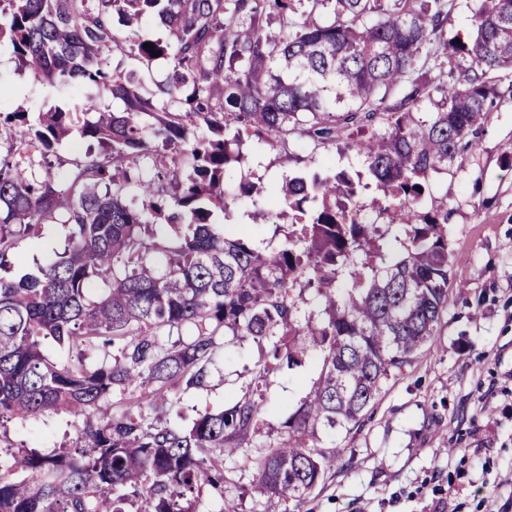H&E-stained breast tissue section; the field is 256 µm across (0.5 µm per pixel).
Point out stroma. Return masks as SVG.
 <instances>
[{"instance_id": "obj_1", "label": "stroma", "mask_w": 512, "mask_h": 512, "mask_svg": "<svg viewBox=\"0 0 512 512\" xmlns=\"http://www.w3.org/2000/svg\"><path fill=\"white\" fill-rule=\"evenodd\" d=\"M503 95L466 153L463 166L431 177L421 211L447 203L451 275L448 307L434 336L404 374L388 381L357 432L342 439L348 466L326 473L302 501L260 497L252 490L255 463L284 434V423L318 377V355L297 368L271 375L263 387V423L244 453L224 459V495L203 496L198 512H512V71L499 73ZM50 86L19 72L0 46V108L29 120L60 105ZM361 174L357 198L366 222L383 224L379 192L365 157L344 143L319 145L304 132L290 134L280 149L251 143L246 165H230L228 193L250 181L279 189L285 171ZM267 198H243L234 222L258 246L282 240L286 220ZM67 228L42 225L35 242L22 243L24 261L13 276L35 271L42 251L63 245ZM251 342L226 345L207 387L188 392L185 409H219L241 397L260 358ZM81 423L66 413L47 419H12L0 426V448L74 447Z\"/></svg>"}]
</instances>
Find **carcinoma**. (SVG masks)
<instances>
[{
    "instance_id": "carcinoma-1",
    "label": "carcinoma",
    "mask_w": 512,
    "mask_h": 512,
    "mask_svg": "<svg viewBox=\"0 0 512 512\" xmlns=\"http://www.w3.org/2000/svg\"><path fill=\"white\" fill-rule=\"evenodd\" d=\"M453 0H0V44L19 71L67 100L96 142L61 169L56 146L74 113L29 123L0 112V272L43 224L64 248L35 274L0 276V425L67 413L79 444L0 456V512H197L224 495V455L250 444L274 373L321 358L318 378L257 463L261 493L305 496L342 467L337 438L360 428L384 385L434 335L448 304V205L418 211L427 180L463 162L493 105L492 75L512 69V0H478L474 34L441 60ZM329 12L333 21L317 17ZM126 27H114V15ZM147 16L165 41L140 33ZM279 30L269 31L271 20ZM119 51L168 61L143 96ZM403 94L390 98L394 87ZM109 91L124 111L100 107ZM364 153L388 227L359 221L360 181L291 175L270 197L292 230L263 250L233 220L224 172L253 134L272 148L301 128ZM192 170L186 181L183 167ZM166 226L168 235L158 230ZM108 285L91 298L95 284ZM266 349L245 394L186 422L182 395L207 386L226 337ZM77 353L59 363L42 340ZM112 349V362L81 355Z\"/></svg>"
}]
</instances>
